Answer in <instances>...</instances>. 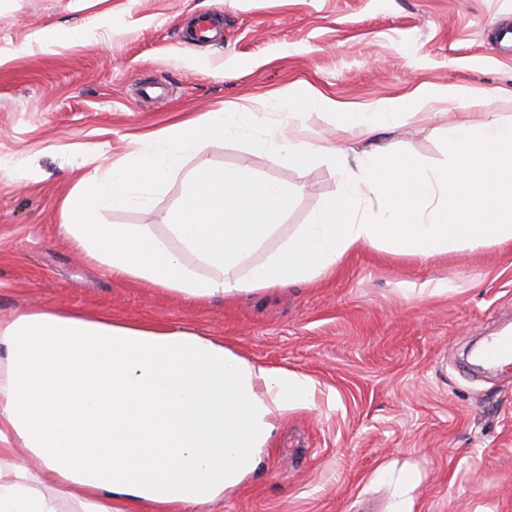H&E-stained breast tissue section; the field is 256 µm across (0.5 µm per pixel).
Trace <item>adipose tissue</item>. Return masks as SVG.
<instances>
[{
    "instance_id": "ef3b65f1",
    "label": "adipose tissue",
    "mask_w": 512,
    "mask_h": 512,
    "mask_svg": "<svg viewBox=\"0 0 512 512\" xmlns=\"http://www.w3.org/2000/svg\"><path fill=\"white\" fill-rule=\"evenodd\" d=\"M310 110L368 136L401 122L395 102L345 111L320 93ZM257 113L209 112L147 135L146 147L80 180L61 229L113 276L207 301L285 287L333 270L363 246L429 258L461 243L512 240V122L480 131L449 120L450 167L388 153L344 154L297 140L289 123L271 139L284 158L322 157L335 194L268 261L239 275L287 214L295 190L208 163L205 151ZM197 157L166 237L146 224H103L115 206L149 209L151 192L184 155ZM193 264H185V256ZM0 512H203L266 458L288 413L313 404L312 379L252 364L222 341L108 313L41 307L0 321Z\"/></svg>"
}]
</instances>
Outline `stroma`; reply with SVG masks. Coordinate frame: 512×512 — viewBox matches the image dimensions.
I'll use <instances>...</instances> for the list:
<instances>
[{
  "instance_id": "1",
  "label": "stroma",
  "mask_w": 512,
  "mask_h": 512,
  "mask_svg": "<svg viewBox=\"0 0 512 512\" xmlns=\"http://www.w3.org/2000/svg\"><path fill=\"white\" fill-rule=\"evenodd\" d=\"M217 16L201 44L185 31ZM512 0H0V319L37 307L106 310L222 340L265 368L313 379L316 405L280 421L263 464L211 512H512V372L473 377L480 337L512 328V244L456 245L419 259L364 246L335 272L271 291L195 302L117 278L63 236L81 178L133 151L134 136L246 108L258 125L206 151L211 165L300 186L266 260L334 194L322 158L300 167L269 143L293 102V129L316 144L449 164L440 112L473 129L512 120ZM56 42L44 43V32ZM166 86L140 96L142 82ZM463 86L459 103L429 98ZM364 110L404 99L415 119L363 138L308 112L311 92ZM185 157L152 208L107 224H159L178 202Z\"/></svg>"
}]
</instances>
